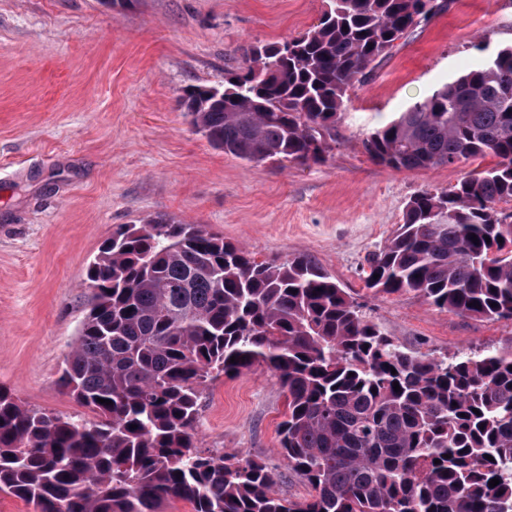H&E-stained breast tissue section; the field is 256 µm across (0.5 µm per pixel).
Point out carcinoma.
Returning <instances> with one entry per match:
<instances>
[{
    "instance_id": "obj_1",
    "label": "carcinoma",
    "mask_w": 512,
    "mask_h": 512,
    "mask_svg": "<svg viewBox=\"0 0 512 512\" xmlns=\"http://www.w3.org/2000/svg\"><path fill=\"white\" fill-rule=\"evenodd\" d=\"M431 1L443 2L326 0L288 51L254 45L224 87L186 89L190 125L247 162H324L352 90L449 10ZM477 49L363 148L396 171L496 162L413 195L363 274L377 293L512 320V211L497 208L512 201V43ZM87 280L58 384L96 420L0 388V493L34 512H162L173 500L192 512H512V345L412 352L308 258L259 261L166 215L120 225ZM254 366L287 393L279 444L310 488L303 498L279 495L266 464L196 444L207 381Z\"/></svg>"
}]
</instances>
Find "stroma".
I'll return each mask as SVG.
<instances>
[{
  "instance_id": "stroma-1",
  "label": "stroma",
  "mask_w": 512,
  "mask_h": 512,
  "mask_svg": "<svg viewBox=\"0 0 512 512\" xmlns=\"http://www.w3.org/2000/svg\"><path fill=\"white\" fill-rule=\"evenodd\" d=\"M323 0H0V388L64 417L92 413L57 380L86 313L88 263L122 224L167 215L204 224L260 261L304 255L364 304L380 330L421 353L512 340V321L439 310L412 294L373 296L367 254L423 189L465 171H395L365 135L460 75L475 43L512 41V0H454L355 88L325 163H247L213 149L179 103L220 87L246 49L315 24ZM286 396L265 367L210 382L200 447L268 463L285 497L308 495L279 453Z\"/></svg>"
}]
</instances>
